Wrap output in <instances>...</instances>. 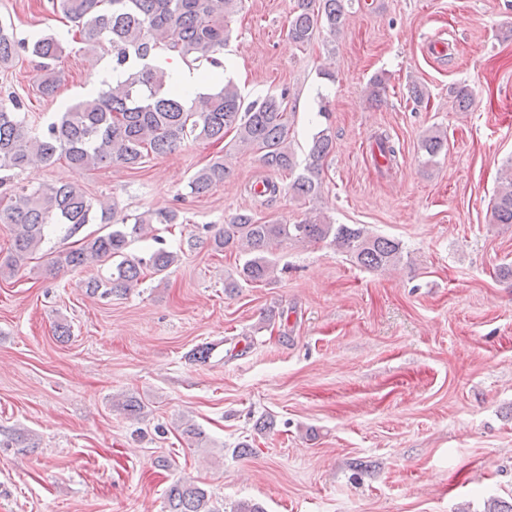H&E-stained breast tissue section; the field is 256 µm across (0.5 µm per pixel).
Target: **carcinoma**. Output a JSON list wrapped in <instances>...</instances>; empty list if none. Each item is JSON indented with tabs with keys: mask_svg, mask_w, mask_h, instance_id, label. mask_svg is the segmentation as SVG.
Returning <instances> with one entry per match:
<instances>
[{
	"mask_svg": "<svg viewBox=\"0 0 512 512\" xmlns=\"http://www.w3.org/2000/svg\"><path fill=\"white\" fill-rule=\"evenodd\" d=\"M239 4L241 0H51L53 12L76 23L80 40L111 52L112 68L123 70L127 78L95 98L76 102L36 135L27 129L22 104L13 98L7 104L0 102V186L35 159L49 163L63 157L77 171L112 163L136 169L152 156L173 152L190 138L222 141L233 131L236 147L258 153L267 168L295 175L291 183L295 195L316 198L333 139L325 129L313 134L308 162L302 172H296L298 163L288 143L286 94L246 104L239 87L226 80L218 91L187 104L165 70L153 64L162 50L187 62L205 60L223 66L220 56L231 35L229 19ZM345 21L344 0H298L288 18V37L305 46L318 29L334 35ZM21 50L42 60L41 96L54 95L60 82L57 64L62 45L52 35L27 43L0 30V64L12 61ZM376 146L387 164L397 162L398 150L388 136L376 138ZM447 147V136L438 130L422 142L431 158ZM228 174L224 160L216 158L191 176L190 192L203 196ZM95 212L93 201L76 183L46 189L22 187L1 195L0 224L11 226L16 234L11 251L0 262V273L15 274L50 231L61 229L74 235L94 221ZM492 216L497 224H512V162L497 191ZM179 219L176 210L144 212L131 223L125 216L110 232L85 237L80 247L57 254L51 268L59 272L110 261V275L89 281L87 291L100 298L124 295L138 285L144 271L163 275L177 260V254L164 247L146 259L133 256L128 252L131 243L149 234L153 225L176 224ZM327 240L368 269H384L402 259L400 241L374 235L358 224H334L319 213L296 224H260L249 214H238L210 237V245L217 252L235 249L244 256L239 280L224 283V288L235 289L240 280L260 283L271 278L276 267L273 246ZM165 512L215 510L205 489L178 481L167 491Z\"/></svg>",
	"mask_w": 512,
	"mask_h": 512,
	"instance_id": "1",
	"label": "carcinoma"
}]
</instances>
